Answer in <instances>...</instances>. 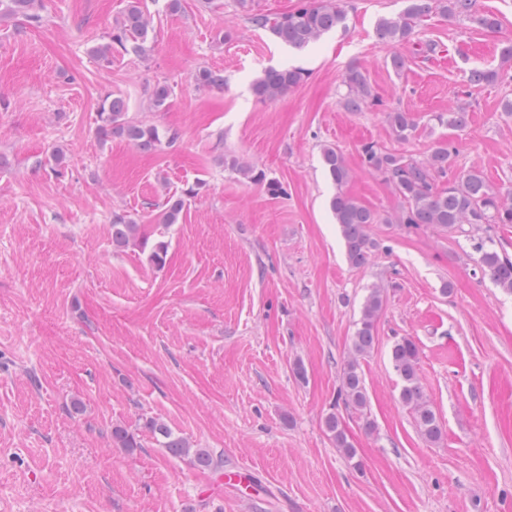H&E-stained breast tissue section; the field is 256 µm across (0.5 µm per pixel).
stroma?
I'll list each match as a JSON object with an SVG mask.
<instances>
[{"instance_id":"35a3bbf8","label":"stroma","mask_w":512,"mask_h":512,"mask_svg":"<svg viewBox=\"0 0 512 512\" xmlns=\"http://www.w3.org/2000/svg\"><path fill=\"white\" fill-rule=\"evenodd\" d=\"M297 2L182 0L173 13L167 0H141L153 51L108 69L89 50L128 0H42L39 26L0 20V512H512V293L474 264L469 224L372 225L379 248L351 267L321 156L340 150L347 191L383 216L403 202L363 167L371 141L421 158L449 140L454 173L478 168L512 194V116L501 109L512 65L498 84L466 81L473 66L502 65L512 0H477L499 20L491 33L433 12L393 49L406 60L399 73L375 25L404 0H348L346 28L302 52L244 16ZM427 42L437 45L428 58ZM202 67L223 74V89L196 86ZM270 67L307 78L263 103L251 86ZM352 67L379 97L362 112L339 104ZM163 82L169 107L151 111ZM108 92L125 100L128 120L176 130L178 141L149 151L100 137ZM461 106L462 129L429 126ZM394 109L418 122L409 140L389 133ZM234 158L283 194L229 171ZM194 184L182 223L160 224L166 198ZM116 210L167 241L164 267L148 250L113 247ZM382 280L393 287L360 359L369 403L359 413L339 396L341 376L363 301ZM403 336L418 346L442 424L434 443L399 398L390 350ZM332 411L362 469L328 436ZM151 417L222 457L223 469L159 448L142 428ZM117 426L138 431L140 447H117Z\"/></svg>"}]
</instances>
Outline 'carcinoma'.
<instances>
[{"label": "carcinoma", "instance_id": "1", "mask_svg": "<svg viewBox=\"0 0 512 512\" xmlns=\"http://www.w3.org/2000/svg\"><path fill=\"white\" fill-rule=\"evenodd\" d=\"M405 8L398 14L381 16L376 22L378 41L393 47L407 40L416 25L439 9L450 17L462 18L471 26L493 31L498 19L490 13L475 9L474 0H405ZM1 16H21L32 24L41 22V0H3ZM348 12L345 0H299L293 9L278 16L250 12L247 20L252 27L268 31L271 36L291 49L301 51L319 41L325 34L346 28ZM151 19L141 7V0H129L123 15L113 24L112 32L104 42L91 47L90 53L100 66L112 67V57L129 55L145 58L151 52L149 41ZM307 72L300 68H267L254 81L252 92L261 102L271 101L288 89L301 84ZM504 71L487 66H474L467 75L471 86L495 85L503 80ZM195 84L204 89H221L224 76L211 68L202 67L193 75ZM345 93L340 104L347 112H360L376 101V95L361 71L350 68L343 76ZM171 97V89L165 83L154 86L150 97V108L155 112L164 111ZM431 120L439 126L462 128L467 124V112L463 109L448 113H436ZM386 122L394 139H409L417 131L415 117L406 111L393 110L386 113ZM98 133L104 137L120 135L136 146L155 150L162 145H171L179 138L175 130L159 131L155 126L136 124L126 119V105L120 97L106 96L97 108ZM455 148L447 142H440L424 160H415L380 146L374 142L361 148V161L370 172L380 174L402 199L403 206L394 216L382 218L371 208L344 190L350 179V169L343 155L331 146L322 150V161L326 172L335 186V193L329 200V208L336 224L339 225L345 242L346 258L350 266L362 267L369 263L378 242L370 233L373 224H435L452 231L461 224H512V199L492 191L483 173L472 168L461 177H448ZM229 169L245 179L266 186L267 192L276 196L283 192V186L276 180L266 178L264 172L255 167L232 159L227 162ZM198 187L191 186L179 195L167 197L161 213L160 223L179 224L183 220L186 197L197 194ZM112 244L121 249L129 245L144 248L147 239L140 233V225L130 216L112 213ZM476 253L475 263L481 273L503 290L512 293V257L499 248L490 235L480 237L472 243ZM386 300V287L375 286L368 291L361 316L352 336L353 357L347 360L341 380L340 397L346 408L362 412L368 406V392L361 374L358 360L368 354L375 344L376 323ZM393 370L402 386L400 399L414 413L416 425L430 443L439 441L443 434L440 420L424 398L420 385L417 365L419 351L409 337L396 340L390 351ZM324 427L336 447L342 449L345 458L356 469L362 461L349 443L342 421L334 412L324 419ZM144 428L152 438L175 457H188L203 470L224 467L223 460L213 458L206 448H192L186 440L176 435L164 422L150 418ZM112 439L121 448H137L139 440L135 432L123 427L112 429Z\"/></svg>", "mask_w": 512, "mask_h": 512}]
</instances>
